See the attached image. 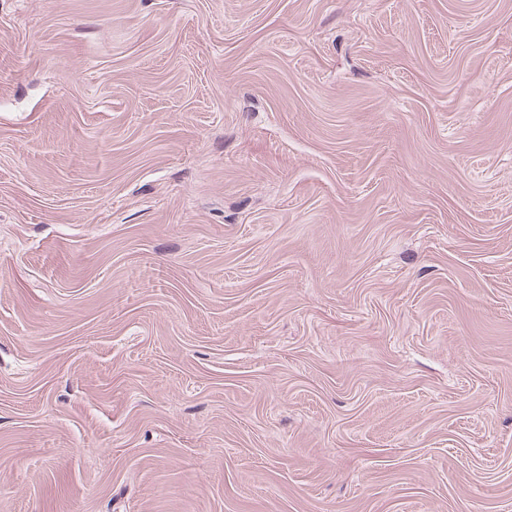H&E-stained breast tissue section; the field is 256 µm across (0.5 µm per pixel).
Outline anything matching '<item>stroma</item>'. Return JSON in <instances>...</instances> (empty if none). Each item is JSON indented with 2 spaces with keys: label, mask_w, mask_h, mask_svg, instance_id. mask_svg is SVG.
<instances>
[{
  "label": "stroma",
  "mask_w": 512,
  "mask_h": 512,
  "mask_svg": "<svg viewBox=\"0 0 512 512\" xmlns=\"http://www.w3.org/2000/svg\"><path fill=\"white\" fill-rule=\"evenodd\" d=\"M0 512H512V0H0Z\"/></svg>",
  "instance_id": "1"
}]
</instances>
